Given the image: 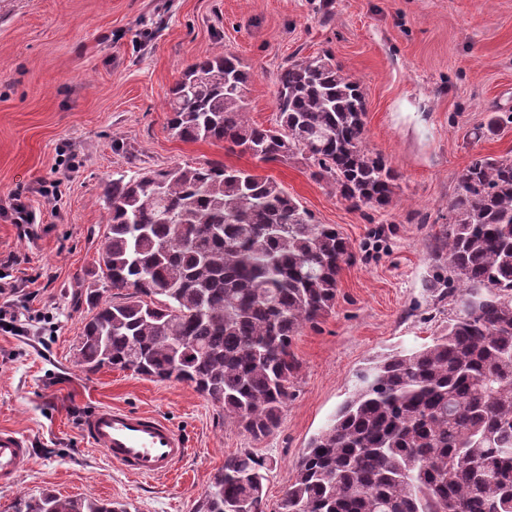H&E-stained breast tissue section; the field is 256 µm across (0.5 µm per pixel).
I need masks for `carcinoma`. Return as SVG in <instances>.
<instances>
[{
    "label": "carcinoma",
    "mask_w": 512,
    "mask_h": 512,
    "mask_svg": "<svg viewBox=\"0 0 512 512\" xmlns=\"http://www.w3.org/2000/svg\"><path fill=\"white\" fill-rule=\"evenodd\" d=\"M251 74L205 54L169 89L168 128L264 164L299 162L351 207L385 209L398 174L366 144V94L329 51L277 75L276 118L248 113ZM108 210L76 365L195 386L256 439L278 426L300 368L293 340L336 303L350 242L273 178L221 160L130 168L102 184ZM426 291L448 325L377 354L296 464L279 512H512V156L458 176ZM270 461L224 460L196 512H266ZM11 512H131L45 489Z\"/></svg>",
    "instance_id": "obj_1"
}]
</instances>
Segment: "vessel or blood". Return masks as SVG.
<instances>
[{"label": "vessel or blood", "instance_id": "1", "mask_svg": "<svg viewBox=\"0 0 512 512\" xmlns=\"http://www.w3.org/2000/svg\"><path fill=\"white\" fill-rule=\"evenodd\" d=\"M84 434L113 465L144 476L171 473L188 455L185 437L167 420L125 408L102 406L84 424ZM31 463L27 439L19 432L0 428V483H9Z\"/></svg>", "mask_w": 512, "mask_h": 512}]
</instances>
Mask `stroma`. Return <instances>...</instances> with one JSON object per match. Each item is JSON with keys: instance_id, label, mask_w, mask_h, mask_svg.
Segmentation results:
<instances>
[{"instance_id": "obj_1", "label": "stroma", "mask_w": 512, "mask_h": 512, "mask_svg": "<svg viewBox=\"0 0 512 512\" xmlns=\"http://www.w3.org/2000/svg\"><path fill=\"white\" fill-rule=\"evenodd\" d=\"M222 48L250 71L247 108L263 125L275 118L279 69L332 51L364 85L367 145L399 175L392 205L354 209L302 164L173 137L168 89ZM507 154L512 0H0V256L15 255L19 288L0 295L17 318L16 331L0 328V427L22 432L32 457L14 483L0 484V512L45 488L125 501L135 512H194L225 458L245 450L271 460L265 502L278 512L297 460L364 362L427 343L447 324V308L425 290L431 247L462 169ZM208 159L272 177L355 253L335 308L295 337L292 395L259 440L190 384L74 363L88 315L77 293L96 267L107 217L102 182L132 162ZM42 181L58 182L56 193H35ZM24 192L40 219L33 236L8 218ZM107 405L165 417L185 435L188 456L158 478L113 467L82 434L86 415Z\"/></svg>"}]
</instances>
